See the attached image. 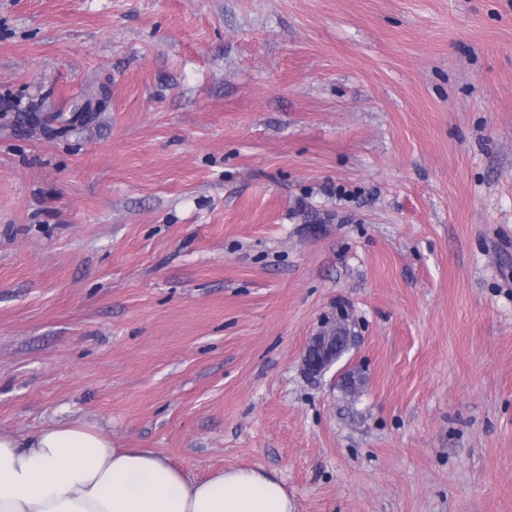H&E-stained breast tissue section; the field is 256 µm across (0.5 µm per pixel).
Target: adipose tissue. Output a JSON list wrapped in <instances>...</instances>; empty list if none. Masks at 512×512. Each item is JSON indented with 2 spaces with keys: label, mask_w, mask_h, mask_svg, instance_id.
<instances>
[{
  "label": "adipose tissue",
  "mask_w": 512,
  "mask_h": 512,
  "mask_svg": "<svg viewBox=\"0 0 512 512\" xmlns=\"http://www.w3.org/2000/svg\"><path fill=\"white\" fill-rule=\"evenodd\" d=\"M0 512H295L285 486L230 466L197 479L148 448H120L92 424L0 430Z\"/></svg>",
  "instance_id": "1"
}]
</instances>
